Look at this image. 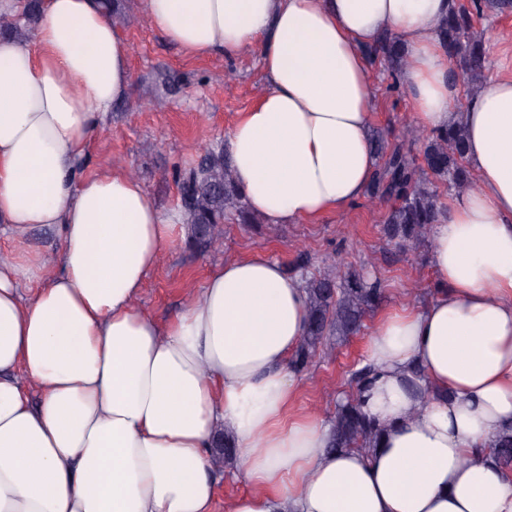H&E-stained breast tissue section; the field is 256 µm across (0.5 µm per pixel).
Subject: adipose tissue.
<instances>
[{
  "instance_id": "adipose-tissue-1",
  "label": "adipose tissue",
  "mask_w": 512,
  "mask_h": 512,
  "mask_svg": "<svg viewBox=\"0 0 512 512\" xmlns=\"http://www.w3.org/2000/svg\"><path fill=\"white\" fill-rule=\"evenodd\" d=\"M450 6L144 0L189 54L258 48L267 89L227 146L267 223H312L365 197L367 50L384 32L405 48L417 123L464 128L476 182L432 230L442 288L384 314L368 342L376 373L361 401L382 428L368 452L329 450L323 418L294 405L308 293L279 262L225 260L162 325L139 308L181 216L126 169L79 173L131 78V48L95 0H46L32 39H0V222L20 245L38 225L62 236L57 255L0 258V512H213L220 434L251 484L224 512H512V473L489 451L512 427V71L456 109L437 36Z\"/></svg>"
}]
</instances>
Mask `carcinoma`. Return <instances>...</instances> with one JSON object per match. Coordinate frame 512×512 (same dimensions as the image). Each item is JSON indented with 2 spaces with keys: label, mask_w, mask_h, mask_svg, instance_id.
<instances>
[{
  "label": "carcinoma",
  "mask_w": 512,
  "mask_h": 512,
  "mask_svg": "<svg viewBox=\"0 0 512 512\" xmlns=\"http://www.w3.org/2000/svg\"><path fill=\"white\" fill-rule=\"evenodd\" d=\"M512 9V0H452L448 15L438 26V38L449 59L470 82L483 76L487 51L475 27L476 19L503 14ZM42 16L40 0H30L25 12L0 13V36L16 35L36 25ZM369 57L387 63L391 82L388 91L397 90L404 66V50L396 36L387 33ZM370 145L381 159L367 195L391 203L381 219V232L387 243L398 248L422 238L436 223L439 212L438 183L448 190L462 189L472 182L465 160L466 141L461 128L433 130L423 140L422 158L410 147L389 142L388 133L375 130ZM181 209L193 236L200 242H215L224 237V218L233 212L242 224L255 217L240 189L228 153L209 149L191 168L179 174ZM308 260L299 258L292 271L300 273L308 292L307 329L291 358V368L301 372L311 366L332 336L355 335L366 315L383 298L381 282L357 270L336 276L309 277ZM382 428L352 395L336 404L328 446L333 451L357 448L369 451L377 447ZM491 459L503 469H512V430L498 434L491 448Z\"/></svg>",
  "instance_id": "1"
}]
</instances>
